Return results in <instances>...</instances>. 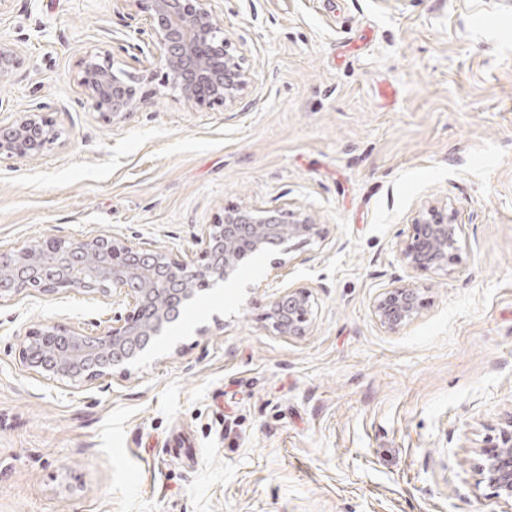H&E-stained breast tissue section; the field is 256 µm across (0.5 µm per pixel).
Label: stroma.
<instances>
[{"mask_svg":"<svg viewBox=\"0 0 512 512\" xmlns=\"http://www.w3.org/2000/svg\"><path fill=\"white\" fill-rule=\"evenodd\" d=\"M249 83L197 106L159 82L103 120L74 82L110 52L140 75L115 0H8L22 64L0 121L41 104L60 137L0 162V250L107 233L198 259L230 207L288 205L317 233L198 292L129 373L74 384L20 363L29 331L97 334L122 300L0 298V512H512L478 463L512 423V0H211ZM424 205L459 259L399 257ZM418 316L374 319L390 285ZM310 289L300 336L270 319ZM424 305L420 289L411 284L391 285L376 297L372 313L386 331L394 333L413 319Z\"/></svg>","mask_w":512,"mask_h":512,"instance_id":"1","label":"stroma"}]
</instances>
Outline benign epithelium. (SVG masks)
<instances>
[{"instance_id":"benign-epithelium-1","label":"benign epithelium","mask_w":512,"mask_h":512,"mask_svg":"<svg viewBox=\"0 0 512 512\" xmlns=\"http://www.w3.org/2000/svg\"><path fill=\"white\" fill-rule=\"evenodd\" d=\"M133 4L148 25L152 62L135 77L114 68L110 53L84 56L78 64L76 83L108 122H119L146 104L136 83L153 78L154 69L164 70V86L177 91L184 101L197 106L234 103L246 87L249 73L241 59L229 51V41L215 18L209 0H117ZM20 65L14 47L0 46V83L9 80ZM57 136L54 123L35 106L18 112L6 125L0 124V160H28L41 155ZM414 233L399 248L402 262L417 271L446 270L458 261L456 236L461 225L451 214L432 208L420 209ZM316 233V222L302 212L281 206L235 207L224 211V220L209 225L203 234L201 262L151 249L114 235L62 240L47 238L19 251L0 253V298L28 292L52 294L80 289L107 295L118 293L129 300L130 310L112 317V327L100 336H89L55 325L29 336L33 341L48 336L55 347L52 373L59 379L93 383L114 368L129 372L162 335L175 305H184L199 285L226 282L248 256L263 251L269 241L278 243L307 239ZM96 254V275L103 283L88 280L83 257ZM161 296L170 305L155 308L149 317L142 309ZM311 292L305 287L288 288L273 302V326L290 336L305 332ZM424 305L420 289L411 284L392 285L376 297L372 313L386 331L395 333L413 319ZM112 351V361L103 366L98 355ZM479 469L492 494L512 501V428L495 445L483 451Z\"/></svg>"}]
</instances>
